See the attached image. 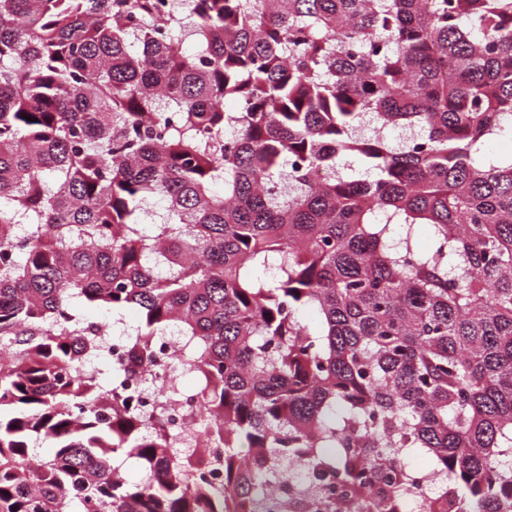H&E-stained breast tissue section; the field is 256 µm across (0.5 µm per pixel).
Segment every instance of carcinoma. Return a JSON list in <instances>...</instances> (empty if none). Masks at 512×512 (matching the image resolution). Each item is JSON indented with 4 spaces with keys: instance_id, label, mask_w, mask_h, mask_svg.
I'll list each match as a JSON object with an SVG mask.
<instances>
[{
    "instance_id": "1",
    "label": "carcinoma",
    "mask_w": 512,
    "mask_h": 512,
    "mask_svg": "<svg viewBox=\"0 0 512 512\" xmlns=\"http://www.w3.org/2000/svg\"><path fill=\"white\" fill-rule=\"evenodd\" d=\"M506 135L512 0H0V512H270L294 460L398 512L411 451L512 512ZM79 305L138 310L105 385ZM172 329L195 454L129 390Z\"/></svg>"
}]
</instances>
